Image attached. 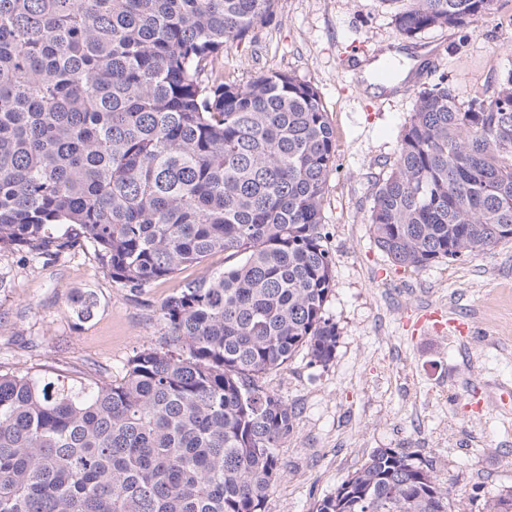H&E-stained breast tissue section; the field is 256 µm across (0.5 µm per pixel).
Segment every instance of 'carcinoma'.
Instances as JSON below:
<instances>
[{"label": "carcinoma", "instance_id": "cac0c4a2", "mask_svg": "<svg viewBox=\"0 0 512 512\" xmlns=\"http://www.w3.org/2000/svg\"><path fill=\"white\" fill-rule=\"evenodd\" d=\"M410 39L491 0H382ZM276 0H0V255L81 242L132 291L224 253L163 303L120 381L0 372V512H265L294 412L259 382L336 353L323 201L336 133L318 89L225 80ZM374 244L405 270L512 240V71L459 103L417 92L375 184ZM432 467L378 448L316 512H448ZM483 512H512V491Z\"/></svg>", "mask_w": 512, "mask_h": 512}]
</instances>
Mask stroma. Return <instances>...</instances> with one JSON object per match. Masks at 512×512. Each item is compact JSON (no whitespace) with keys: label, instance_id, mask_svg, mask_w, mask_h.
<instances>
[{"label":"stroma","instance_id":"35a3bbf8","mask_svg":"<svg viewBox=\"0 0 512 512\" xmlns=\"http://www.w3.org/2000/svg\"><path fill=\"white\" fill-rule=\"evenodd\" d=\"M384 0H277L276 18L224 51L226 79L244 85L286 72L318 88L336 131L337 171L323 204L335 259L326 310L338 327L327 367L296 355L261 379L295 410L279 450L283 478L266 512H316L318 503L378 448L429 463L451 488L448 512H482L487 493L512 489V241L419 271L392 265L370 239L374 184L385 178L415 95L444 74L460 102L492 94L512 70V0H493L465 31L403 36ZM390 50L420 62L403 87L373 92L361 66ZM215 253L133 292L112 281L91 244L45 261L0 256V370L115 381L136 352L165 333L161 306L189 280L223 270ZM92 296L90 317L69 308ZM465 321V334L415 332L404 321L427 308Z\"/></svg>","mask_w":512,"mask_h":512}]
</instances>
